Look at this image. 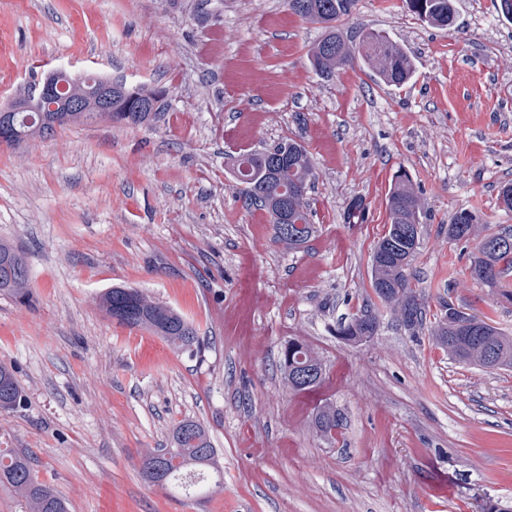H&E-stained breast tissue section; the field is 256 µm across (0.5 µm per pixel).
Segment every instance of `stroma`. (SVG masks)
<instances>
[{
    "mask_svg": "<svg viewBox=\"0 0 512 512\" xmlns=\"http://www.w3.org/2000/svg\"><path fill=\"white\" fill-rule=\"evenodd\" d=\"M447 28L405 0H355L344 38L380 29L411 57L401 88L362 62L321 79L317 24L285 0H0V105L57 68L165 90L140 125L58 128L0 148V241L28 258L29 304L0 292V362L27 401L0 413V448L31 455L69 512H512V370L449 358L432 341L447 305L512 334V271L500 288L470 275L479 240L449 241L475 212L512 232L499 198L512 183V20L496 0H455ZM290 137L316 181L308 249L276 242L247 207L232 162ZM406 172L426 215L414 283L427 319L400 326L371 285ZM362 198L366 219L343 214ZM115 285L142 290L199 324L205 349L174 350L98 305ZM372 310L366 343L340 321ZM297 338L326 378L290 390L281 348ZM343 415L316 432L319 406ZM185 419L209 430L224 483L207 498L145 481L140 456ZM467 213L465 222L461 223L458 220V213ZM476 216L467 210L457 211L451 218L448 224V239L452 241L468 240L476 231Z\"/></svg>",
    "mask_w": 512,
    "mask_h": 512,
    "instance_id": "1",
    "label": "stroma"
}]
</instances>
